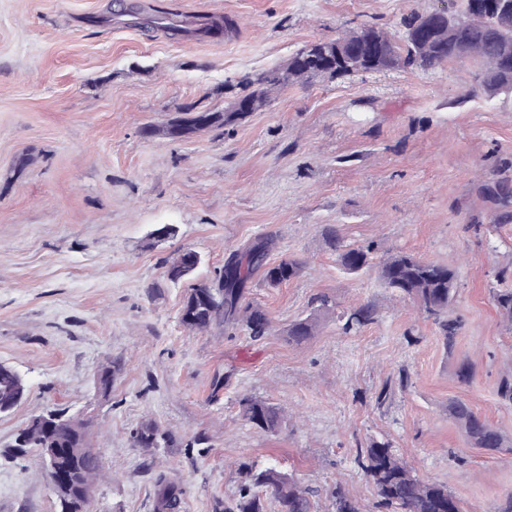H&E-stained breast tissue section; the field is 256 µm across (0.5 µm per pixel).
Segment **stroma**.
<instances>
[{
    "instance_id": "1",
    "label": "stroma",
    "mask_w": 512,
    "mask_h": 512,
    "mask_svg": "<svg viewBox=\"0 0 512 512\" xmlns=\"http://www.w3.org/2000/svg\"><path fill=\"white\" fill-rule=\"evenodd\" d=\"M446 2L142 0L147 16L208 15L235 29L168 38L116 23L118 0H0V363L28 387L0 417V512H57L40 457L8 453L18 429L54 407L90 423L97 512H155L162 479L181 488V512H214L235 497L243 463L292 474L316 512L339 484L375 512L356 461L371 440L390 442L465 512H492L512 492V452L470 447L449 415L465 402L512 440V405L497 396L512 328L492 298L512 286V200L490 193L512 185V93L488 96L465 59L317 77L220 129L147 133L188 109L224 111L247 77L303 47L362 26L394 33ZM164 226L174 233L162 239ZM329 226L376 260L452 264L454 348L374 270L344 271L323 239ZM267 237L270 261L303 264L280 286L258 273L247 283L271 333L187 329L191 285ZM186 249L199 267L167 280L166 263ZM319 294L334 314L289 342L284 329ZM361 304L373 322L343 334L341 315ZM115 358L124 368L104 399L97 374ZM246 397L283 410L277 434L245 421ZM148 421L170 433L168 446H135ZM200 433L211 447H190Z\"/></svg>"
}]
</instances>
